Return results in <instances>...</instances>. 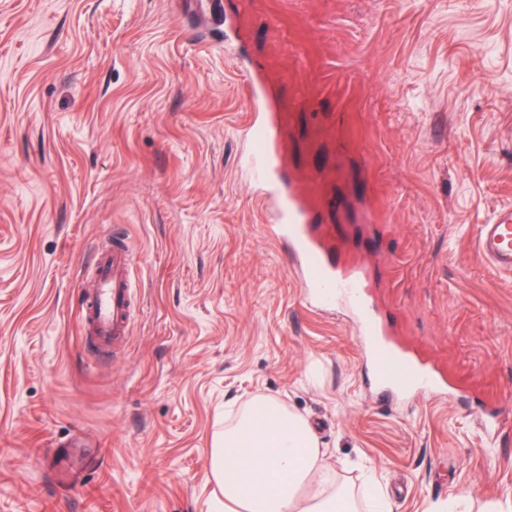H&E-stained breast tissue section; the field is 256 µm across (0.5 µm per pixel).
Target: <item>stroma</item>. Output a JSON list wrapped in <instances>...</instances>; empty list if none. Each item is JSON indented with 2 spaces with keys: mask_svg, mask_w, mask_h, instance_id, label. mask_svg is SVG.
I'll return each mask as SVG.
<instances>
[{
  "mask_svg": "<svg viewBox=\"0 0 512 512\" xmlns=\"http://www.w3.org/2000/svg\"><path fill=\"white\" fill-rule=\"evenodd\" d=\"M253 77L320 232L455 397L377 399L355 324L306 307L241 164ZM506 207L512 0H0V512H212L257 395L392 512H479L512 490V276L476 252ZM115 231L140 312L103 356L78 295Z\"/></svg>",
  "mask_w": 512,
  "mask_h": 512,
  "instance_id": "stroma-1",
  "label": "stroma"
}]
</instances>
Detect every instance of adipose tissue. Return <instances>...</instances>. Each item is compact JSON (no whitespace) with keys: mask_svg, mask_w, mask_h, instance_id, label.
<instances>
[{"mask_svg":"<svg viewBox=\"0 0 512 512\" xmlns=\"http://www.w3.org/2000/svg\"><path fill=\"white\" fill-rule=\"evenodd\" d=\"M307 422L258 395L213 441L211 471L223 499L214 512H360L336 483Z\"/></svg>","mask_w":512,"mask_h":512,"instance_id":"1","label":"adipose tissue"}]
</instances>
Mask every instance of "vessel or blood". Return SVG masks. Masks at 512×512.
Segmentation results:
<instances>
[{"label":"vessel or blood","instance_id":"1","mask_svg":"<svg viewBox=\"0 0 512 512\" xmlns=\"http://www.w3.org/2000/svg\"><path fill=\"white\" fill-rule=\"evenodd\" d=\"M252 112L241 132L251 145L244 158L262 200L274 211L269 235L288 243L292 268L315 310L349 311L357 320L362 350L371 363V381L382 393L396 397L425 392L444 399L446 388L424 363L387 339L382 321L371 311L362 279L345 268L332 246L315 234L305 197L295 183L286 182L282 159L272 146L270 125L259 95H252ZM477 251L497 273L512 275V210L498 213L482 225ZM135 283L131 248L113 237L93 262V285L81 297L80 325L99 344L120 345L130 334V309Z\"/></svg>","mask_w":512,"mask_h":512}]
</instances>
